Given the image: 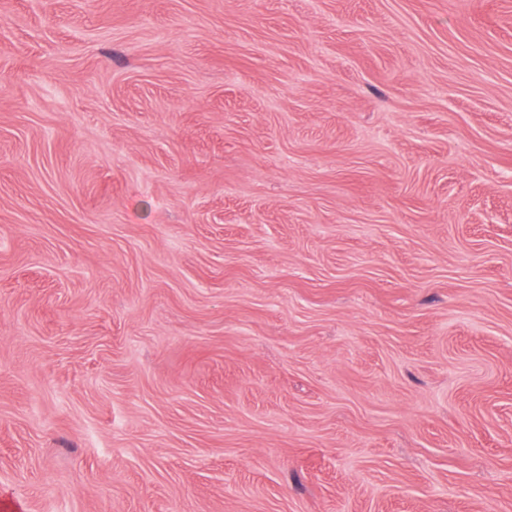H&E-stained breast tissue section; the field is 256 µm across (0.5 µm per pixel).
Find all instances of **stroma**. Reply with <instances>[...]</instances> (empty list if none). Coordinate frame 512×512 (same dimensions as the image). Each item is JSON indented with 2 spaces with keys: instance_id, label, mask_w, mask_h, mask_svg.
<instances>
[{
  "instance_id": "obj_1",
  "label": "stroma",
  "mask_w": 512,
  "mask_h": 512,
  "mask_svg": "<svg viewBox=\"0 0 512 512\" xmlns=\"http://www.w3.org/2000/svg\"><path fill=\"white\" fill-rule=\"evenodd\" d=\"M0 512H512V0H0Z\"/></svg>"
}]
</instances>
